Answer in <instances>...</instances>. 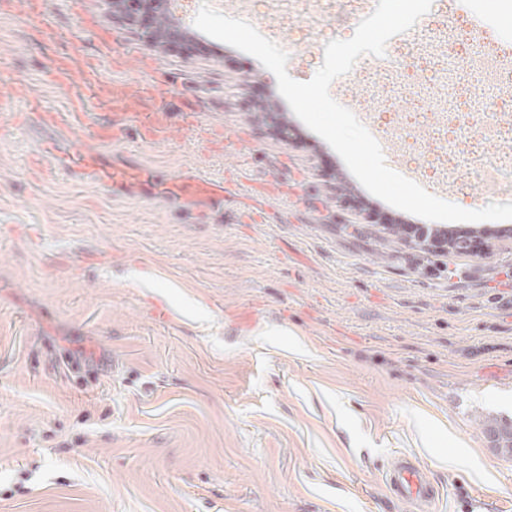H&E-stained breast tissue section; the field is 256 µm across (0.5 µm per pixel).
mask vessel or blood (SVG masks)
<instances>
[{
    "label": "vessel or blood",
    "instance_id": "obj_1",
    "mask_svg": "<svg viewBox=\"0 0 512 512\" xmlns=\"http://www.w3.org/2000/svg\"><path fill=\"white\" fill-rule=\"evenodd\" d=\"M50 77L58 88L78 83L86 91L107 97L112 120L94 133L92 142L77 141L71 137V123L82 118L80 101H72V112L65 117L42 110L23 85L1 88L0 114L10 117L15 126L28 128L39 136V151L32 160L36 170L82 178L109 189L116 196L153 191L164 183L169 188L168 200L179 204L182 212L194 216L222 208L225 199L235 195L237 183L230 178L211 179L202 172L188 169L162 182L132 162L116 163L101 153V145L126 140L132 133L145 145L170 142L178 133L207 140V128L199 113L190 107H182L181 125L171 123L173 95L161 90L156 82L117 83L108 88L97 63L74 56L61 57L52 63ZM21 99L28 103L23 113L15 109L16 101ZM385 485L390 496L408 505L412 512H430L436 500V488L427 480L423 467L406 457L390 463Z\"/></svg>",
    "mask_w": 512,
    "mask_h": 512
}]
</instances>
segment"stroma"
I'll return each mask as SVG.
<instances>
[{"label": "stroma", "instance_id": "1", "mask_svg": "<svg viewBox=\"0 0 512 512\" xmlns=\"http://www.w3.org/2000/svg\"><path fill=\"white\" fill-rule=\"evenodd\" d=\"M0 10V79L46 110L85 100L76 138L109 109L48 82L53 59H95L105 80L151 79L174 105L236 145L215 153L185 138H129L159 178L202 168L239 188L224 210L181 218L160 198L124 197L83 179L34 173L35 136L0 125V512H407L384 484L391 461L424 465L433 512H512V457L475 419L512 418V220L457 222L478 251L441 252L393 233L397 208L360 207L342 158L291 110L255 57L206 34L147 46L100 0H22ZM376 0H246L240 17L313 77L324 46L353 36ZM448 15L447 72L512 59V0H433L384 56H364L331 96L368 131L408 141L406 96L385 104V77L432 99L455 93L440 153L460 160L447 201L475 210L512 202V168L489 198L472 151L487 140L473 114L512 115V82L448 88L411 67L420 35ZM494 39L474 42V16ZM154 69H113L115 55ZM447 264L428 277L424 266Z\"/></svg>", "mask_w": 512, "mask_h": 512}]
</instances>
